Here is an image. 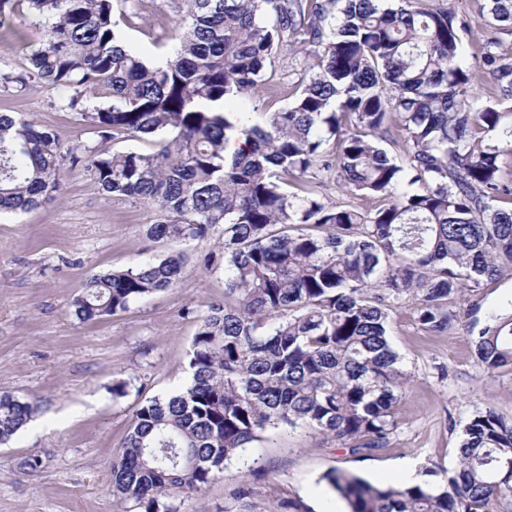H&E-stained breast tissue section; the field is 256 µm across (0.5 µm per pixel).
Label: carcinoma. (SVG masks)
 Returning <instances> with one entry per match:
<instances>
[{"label":"carcinoma","mask_w":512,"mask_h":512,"mask_svg":"<svg viewBox=\"0 0 512 512\" xmlns=\"http://www.w3.org/2000/svg\"><path fill=\"white\" fill-rule=\"evenodd\" d=\"M140 0H0V28L41 18L28 61L0 87H63L90 143L0 113V213L38 207L78 169L107 195L148 206L146 236L174 245L215 236L207 269H224V303L200 320L190 380L133 414L112 462V496L140 512H175L269 428L305 427L354 453L389 445L405 377L389 340L391 308L411 297L432 335L461 320L464 291L512 275V46L473 36L467 16L429 0H180L157 67L116 45ZM491 30L512 33V0H490ZM303 53L288 103L254 120L235 99L270 84L284 52ZM489 76L477 89L476 69ZM119 136L158 149L109 151ZM332 180L346 202L319 192ZM172 251L92 275L72 303L82 322L173 287ZM493 376L512 372V312L471 331ZM39 407L0 395V444ZM349 512H493L512 495V420L486 407L464 428L447 486H378L323 475Z\"/></svg>","instance_id":"carcinoma-1"}]
</instances>
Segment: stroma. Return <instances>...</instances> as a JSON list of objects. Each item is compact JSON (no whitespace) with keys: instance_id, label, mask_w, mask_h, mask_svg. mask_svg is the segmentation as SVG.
I'll return each mask as SVG.
<instances>
[{"instance_id":"stroma-1","label":"stroma","mask_w":512,"mask_h":512,"mask_svg":"<svg viewBox=\"0 0 512 512\" xmlns=\"http://www.w3.org/2000/svg\"><path fill=\"white\" fill-rule=\"evenodd\" d=\"M177 11L176 0H141L139 17L120 25V33L146 58H163ZM34 36L21 14L0 28V71L25 68L13 45ZM65 95L34 83L21 92L0 90V111L51 127L63 144L90 141L77 115L58 110ZM155 220L153 209L108 197L77 171L65 173L38 208L0 214V394L39 405L33 424L0 445V512H120L111 463L133 413L187 381V351L200 320L224 300L223 270L201 264L216 247L205 238L174 248L186 264L172 288L99 321L75 318L71 303L90 275L168 253L145 236ZM463 303L477 306L482 324L511 310L512 276L465 295ZM470 322L432 336L416 324L410 302L393 310L390 339L408 383L387 448L358 455L304 428L271 429L247 450L252 472L229 469L204 493L175 499L177 512H268L288 499L302 512H345V500L323 479L334 467L396 485L399 465L411 461L423 482H442L476 409L491 406L512 417V374L484 373L470 347ZM120 382L125 394L113 395ZM31 455L43 461L35 473L20 466ZM241 483L251 489L244 499L232 494Z\"/></svg>"}]
</instances>
